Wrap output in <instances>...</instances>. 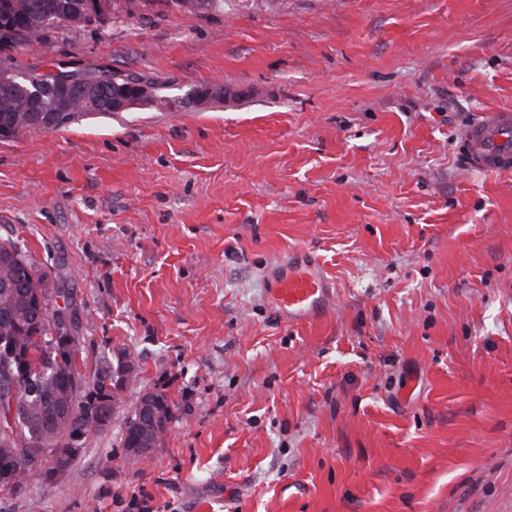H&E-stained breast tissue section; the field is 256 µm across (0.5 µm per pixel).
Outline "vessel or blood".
<instances>
[{
	"mask_svg": "<svg viewBox=\"0 0 512 512\" xmlns=\"http://www.w3.org/2000/svg\"><path fill=\"white\" fill-rule=\"evenodd\" d=\"M458 160L470 170L489 175L512 172V112H485L463 133ZM279 313L295 320L318 316L332 292V283L317 259L297 261L284 256L264 271Z\"/></svg>",
	"mask_w": 512,
	"mask_h": 512,
	"instance_id": "1",
	"label": "vessel or blood"
}]
</instances>
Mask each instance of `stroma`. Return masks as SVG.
I'll return each mask as SVG.
<instances>
[{
  "mask_svg": "<svg viewBox=\"0 0 512 512\" xmlns=\"http://www.w3.org/2000/svg\"><path fill=\"white\" fill-rule=\"evenodd\" d=\"M15 54L179 102L0 140V238L75 288L87 373L131 354L175 407L148 460L115 415L0 512H512V173L456 157L512 110V0H112ZM215 81L235 106L185 102ZM289 251L319 319L266 303ZM284 267L288 273L276 275ZM264 277L270 280V296L278 312L299 321L318 316L333 288L317 259L296 261L289 253L273 261Z\"/></svg>",
  "mask_w": 512,
  "mask_h": 512,
  "instance_id": "35a3bbf8",
  "label": "stroma"
}]
</instances>
